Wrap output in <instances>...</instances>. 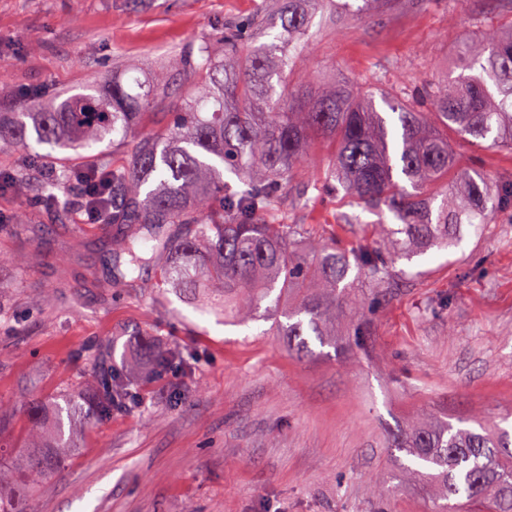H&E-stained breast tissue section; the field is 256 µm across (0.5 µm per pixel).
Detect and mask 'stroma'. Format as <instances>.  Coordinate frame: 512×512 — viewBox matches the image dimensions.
Returning a JSON list of instances; mask_svg holds the SVG:
<instances>
[{
  "label": "stroma",
  "instance_id": "obj_1",
  "mask_svg": "<svg viewBox=\"0 0 512 512\" xmlns=\"http://www.w3.org/2000/svg\"><path fill=\"white\" fill-rule=\"evenodd\" d=\"M363 0H325L288 78L302 103L335 82L394 91L457 76L453 53L489 28H512V0H420L352 11ZM268 0H0V112L30 97L50 110L102 75L177 81L175 54L208 41L225 20L263 13ZM459 164L512 179V150L453 139ZM288 220L307 238L364 243L375 211L343 191L316 192ZM62 194L55 220L41 194L0 192V471H13L33 427L30 405L96 376L92 355L112 342L114 368L138 364L142 408L82 424L78 446L30 488L25 512H429L425 479L401 482L407 458L393 437L417 419L512 430V210L461 242L400 261L379 290L355 281L370 336L356 346L337 310L326 342L299 353L273 321L225 323L146 270L105 287L110 225L93 224ZM358 214L356 224L339 213ZM195 353L179 377L153 371L150 350ZM386 488L371 496L369 485Z\"/></svg>",
  "mask_w": 512,
  "mask_h": 512
}]
</instances>
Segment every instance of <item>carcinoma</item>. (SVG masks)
<instances>
[{
	"mask_svg": "<svg viewBox=\"0 0 512 512\" xmlns=\"http://www.w3.org/2000/svg\"><path fill=\"white\" fill-rule=\"evenodd\" d=\"M291 0L286 12L257 16L248 24L224 21L223 54L207 43L178 53L175 70L191 81L150 85L140 92L120 77H103L91 93L72 96L52 112L38 111L28 99L17 112L0 113V142L15 141L36 158L52 161L64 151L83 159L60 167L40 190L47 209L58 210L56 190L77 182L87 205L103 224H123L125 234L113 252L112 281L136 282L134 274L154 266L163 283L193 296L207 293L204 307L224 320L246 325L260 316H283L282 330L308 349L305 335H328L336 308L351 314L356 344L367 335L360 321L364 304L349 292L351 272L377 288L387 287L397 263L431 248L448 247L450 229L463 222L485 224L502 208H512V182L495 194L487 177L455 165L448 128L473 142L493 136V144L512 148V30L484 33L460 45V73L440 85L411 94L378 86L342 83L323 91L309 108L287 91L295 56L284 50L286 37H305L309 5ZM270 40L247 45V29ZM387 111L377 110L374 91ZM156 104L170 109L158 131L137 136ZM112 153L123 159L104 162L97 146L109 136ZM334 139L336 151L322 182L342 189L354 203L391 214L368 227L370 243L345 249L336 241H317L296 249L304 225L288 222V206L307 210L315 183L290 195L298 162L314 137ZM39 182L27 160L0 172V185ZM469 187L476 209L448 213L454 186ZM303 294L293 308L281 306L288 289ZM157 374L184 369L194 354L174 346L150 351ZM104 372L80 396L66 394L63 404L41 410L51 433L36 430L21 456L17 473L30 482L51 472L76 447V423L87 412L107 415L112 408L133 409L143 402L133 378ZM411 456L406 478L433 481L435 512H512V435L504 429L482 433L446 420L415 424L391 442ZM14 477L0 472V512H17L18 500L5 492Z\"/></svg>",
	"mask_w": 512,
	"mask_h": 512,
	"instance_id": "carcinoma-1",
	"label": "carcinoma"
}]
</instances>
